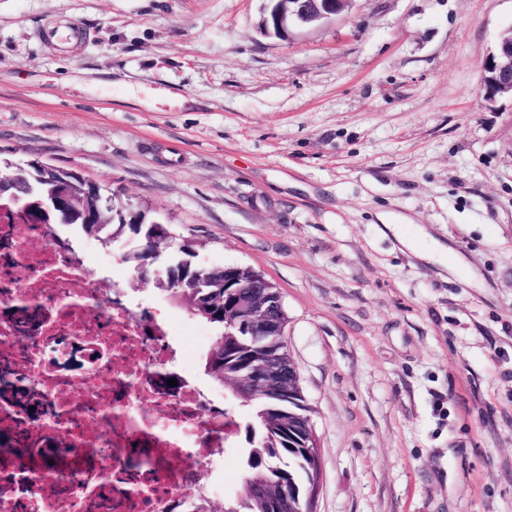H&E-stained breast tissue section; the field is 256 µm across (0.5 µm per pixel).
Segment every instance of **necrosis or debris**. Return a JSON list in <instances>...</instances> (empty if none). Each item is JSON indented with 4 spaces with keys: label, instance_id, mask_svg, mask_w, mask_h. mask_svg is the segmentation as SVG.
Listing matches in <instances>:
<instances>
[{
    "label": "necrosis or debris",
    "instance_id": "obj_1",
    "mask_svg": "<svg viewBox=\"0 0 512 512\" xmlns=\"http://www.w3.org/2000/svg\"><path fill=\"white\" fill-rule=\"evenodd\" d=\"M0 220V512H176L211 492L186 459L232 416L182 367L176 325L122 284L101 305L84 262Z\"/></svg>",
    "mask_w": 512,
    "mask_h": 512
}]
</instances>
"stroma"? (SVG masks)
<instances>
[{"label": "stroma", "mask_w": 512, "mask_h": 512, "mask_svg": "<svg viewBox=\"0 0 512 512\" xmlns=\"http://www.w3.org/2000/svg\"><path fill=\"white\" fill-rule=\"evenodd\" d=\"M264 0H0V161L75 168L280 291L318 440L313 512H512V0H353L287 38ZM76 18L74 49L45 47ZM93 272L116 247L78 236ZM184 322L190 372L216 329ZM212 512L237 449L199 470ZM79 23L80 21L77 19L75 21L66 20L63 25H60L58 22H51L42 30L41 39L49 47L56 48L62 40H67L69 36L73 35L78 37L80 31ZM61 27H64L69 34L64 36L60 30ZM483 70L482 88L487 100L496 96L512 97V27L500 34L496 49L486 59Z\"/></svg>", "instance_id": "obj_1"}]
</instances>
